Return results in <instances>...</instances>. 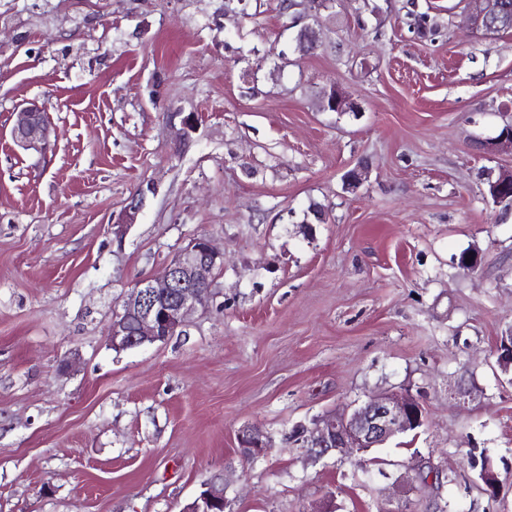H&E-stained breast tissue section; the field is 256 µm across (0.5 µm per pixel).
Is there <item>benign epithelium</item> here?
I'll return each instance as SVG.
<instances>
[{
    "label": "benign epithelium",
    "instance_id": "benign-epithelium-1",
    "mask_svg": "<svg viewBox=\"0 0 512 512\" xmlns=\"http://www.w3.org/2000/svg\"><path fill=\"white\" fill-rule=\"evenodd\" d=\"M473 25L483 30L497 23L494 0H469ZM326 104L338 112L354 109V102L336 89L326 97ZM167 124L172 138L179 145L190 140L195 121L180 113L171 112ZM13 141L22 149L42 156L52 151L51 126L45 109L28 103L13 112L11 128ZM480 154L512 153V129L506 128L494 137L481 138L476 144ZM512 194V170L501 171L487 190L491 200L499 203ZM143 193L132 197L112 224V233L123 238L136 223L142 206ZM224 269V253L212 244L209 237L198 235L180 248L158 274L136 282L120 300V310L113 313L107 327L110 346L117 352L139 348L148 343L166 340L186 326L188 317L199 307L213 301V282L217 271ZM496 363L505 374H512V328L499 336L494 350ZM426 422L423 404L407 392H388L341 411L324 413L309 424L297 425L291 437L310 456L320 459L333 453H363L385 444L389 439L406 434ZM243 457L251 459L266 455L269 437L255 428L244 429L238 436ZM225 482L210 480L202 484L201 492L182 512H224Z\"/></svg>",
    "mask_w": 512,
    "mask_h": 512
}]
</instances>
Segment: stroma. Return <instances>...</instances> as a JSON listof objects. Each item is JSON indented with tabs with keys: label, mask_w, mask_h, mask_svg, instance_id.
I'll return each mask as SVG.
<instances>
[{
	"label": "stroma",
	"mask_w": 512,
	"mask_h": 512,
	"mask_svg": "<svg viewBox=\"0 0 512 512\" xmlns=\"http://www.w3.org/2000/svg\"><path fill=\"white\" fill-rule=\"evenodd\" d=\"M305 21L303 54L282 0H0V512H180L215 477L226 512H512L493 354L512 211L482 179L512 154L472 150L512 119V32L472 29L464 0H331ZM333 88L355 113L323 109ZM31 101L45 157L10 137ZM171 112L196 121L186 146ZM201 234L224 253L213 306L113 351L120 297ZM388 391L420 396L421 429L315 463L289 437ZM253 425L272 447L248 460ZM432 467L398 501L391 477ZM143 192L137 193L122 210L118 221L112 224V233L123 238L126 231L136 223L137 215L142 206Z\"/></svg>",
	"instance_id": "obj_1"
}]
</instances>
